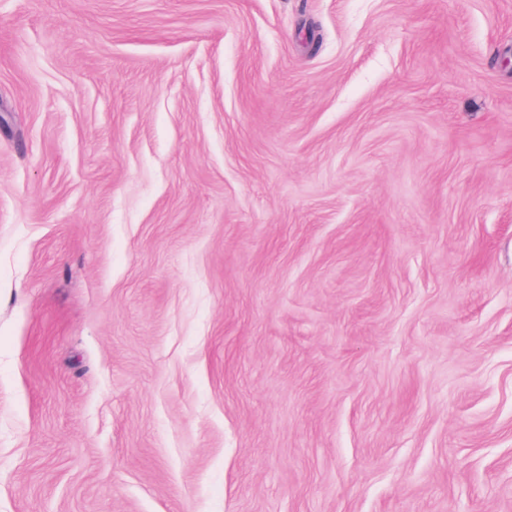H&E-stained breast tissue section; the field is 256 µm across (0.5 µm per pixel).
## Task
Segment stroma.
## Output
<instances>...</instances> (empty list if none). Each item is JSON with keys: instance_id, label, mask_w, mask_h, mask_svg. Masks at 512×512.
I'll return each mask as SVG.
<instances>
[{"instance_id": "stroma-1", "label": "stroma", "mask_w": 512, "mask_h": 512, "mask_svg": "<svg viewBox=\"0 0 512 512\" xmlns=\"http://www.w3.org/2000/svg\"><path fill=\"white\" fill-rule=\"evenodd\" d=\"M0 512H512V0H0Z\"/></svg>"}]
</instances>
